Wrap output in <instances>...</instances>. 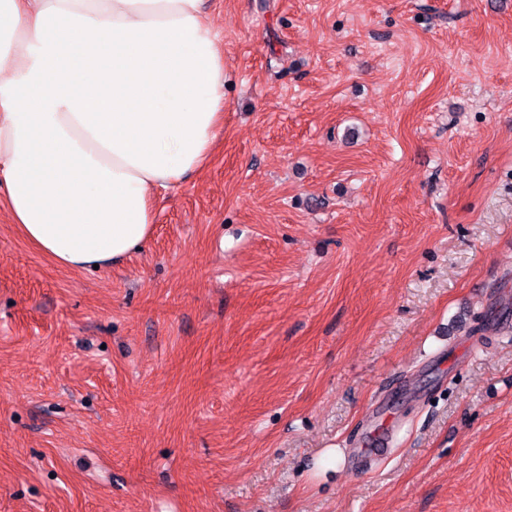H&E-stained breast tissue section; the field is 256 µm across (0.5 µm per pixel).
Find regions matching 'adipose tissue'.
Listing matches in <instances>:
<instances>
[{"label": "adipose tissue", "mask_w": 512, "mask_h": 512, "mask_svg": "<svg viewBox=\"0 0 512 512\" xmlns=\"http://www.w3.org/2000/svg\"><path fill=\"white\" fill-rule=\"evenodd\" d=\"M223 121L203 0H0V196L57 264L140 250Z\"/></svg>", "instance_id": "adipose-tissue-1"}]
</instances>
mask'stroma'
<instances>
[{"label":"stroma","mask_w":512,"mask_h":512,"mask_svg":"<svg viewBox=\"0 0 512 512\" xmlns=\"http://www.w3.org/2000/svg\"><path fill=\"white\" fill-rule=\"evenodd\" d=\"M206 10L224 126L141 250L0 209V512H512V4ZM391 432L384 428H374L362 440L361 457L370 459L384 455L391 448Z\"/></svg>","instance_id":"stroma-1"}]
</instances>
